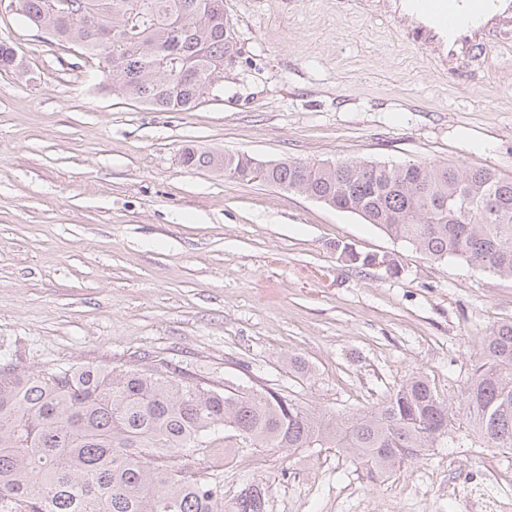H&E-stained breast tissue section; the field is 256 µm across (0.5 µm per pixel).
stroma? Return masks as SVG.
Listing matches in <instances>:
<instances>
[{
	"label": "stroma",
	"mask_w": 512,
	"mask_h": 512,
	"mask_svg": "<svg viewBox=\"0 0 512 512\" xmlns=\"http://www.w3.org/2000/svg\"><path fill=\"white\" fill-rule=\"evenodd\" d=\"M237 54L188 112L100 89L97 58L51 44L0 5V368L182 365L214 388L273 389L350 415L425 376L456 401L484 336L512 321V278L436 263L358 216L213 168L184 148L262 162L357 159L485 166L512 176V39L455 78L392 18L350 0H224ZM396 254L354 268L334 246ZM459 444L376 479L333 448H245L200 463L224 502L266 481L268 512H481L496 481L512 512V454L466 420Z\"/></svg>",
	"instance_id": "35a3bbf8"
}]
</instances>
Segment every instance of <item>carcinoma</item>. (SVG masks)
<instances>
[{"mask_svg":"<svg viewBox=\"0 0 512 512\" xmlns=\"http://www.w3.org/2000/svg\"><path fill=\"white\" fill-rule=\"evenodd\" d=\"M224 0H14L15 11L53 43L105 62L112 91L159 112H187L210 77L237 53ZM130 39L108 49L97 31ZM22 67L0 43V69ZM188 169L222 168L251 181L250 156L187 149ZM261 180L362 218L426 258L457 259L512 278V176L464 164L341 159L279 160ZM354 267L380 260L336 243ZM153 371L64 364L0 371V512H267V487L224 506V479L190 464L224 430L249 448H335L368 475L389 474L429 448L455 441L461 413L487 447L512 451V322L494 327L452 405L414 376L370 411L320 416L271 389L201 383L160 360Z\"/></svg>","mask_w":512,"mask_h":512,"instance_id":"1","label":"carcinoma"}]
</instances>
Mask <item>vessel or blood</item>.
Masks as SVG:
<instances>
[{
	"mask_svg": "<svg viewBox=\"0 0 512 512\" xmlns=\"http://www.w3.org/2000/svg\"><path fill=\"white\" fill-rule=\"evenodd\" d=\"M413 45L451 75L484 70L512 38V0H378Z\"/></svg>",
	"mask_w": 512,
	"mask_h": 512,
	"instance_id": "obj_1",
	"label": "vessel or blood"
}]
</instances>
